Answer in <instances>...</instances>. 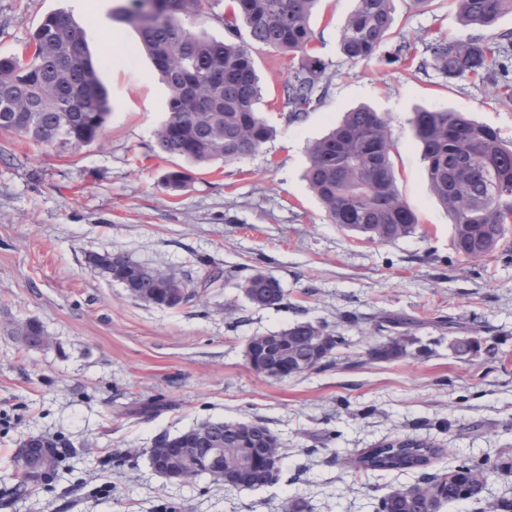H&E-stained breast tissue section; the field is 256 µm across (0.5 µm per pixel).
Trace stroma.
Returning <instances> with one entry per match:
<instances>
[{
    "label": "stroma",
    "instance_id": "obj_1",
    "mask_svg": "<svg viewBox=\"0 0 512 512\" xmlns=\"http://www.w3.org/2000/svg\"><path fill=\"white\" fill-rule=\"evenodd\" d=\"M131 4L0 0V57L24 52L48 15L66 12L101 63L110 107L101 138L74 154L0 132V512H288L296 496L311 512H374L378 496L419 479L357 467L382 441L433 442L430 474L469 453L512 457V232L506 250L480 260L454 252L409 123L416 109L446 108L512 141V101L380 55L348 61L339 37L354 0H320L309 26L326 66L321 104L288 121L289 57L256 48L271 138L254 155L194 169L173 193L162 177L177 161L156 154L169 92L126 19ZM394 8L393 39L416 58L431 38L464 33L452 0ZM360 104L389 121L397 186L421 220L414 235L380 243L341 229L303 178L308 147ZM104 252L196 283V294L177 309L137 301L88 264ZM209 265L224 277L199 287ZM257 270L279 280L282 305L246 298L241 285ZM391 316L409 323L390 327ZM452 320L477 330L476 356L453 354ZM29 321L45 348L18 340ZM297 322L344 336L334 364L284 380L255 373L247 339ZM393 338L406 354L370 359ZM205 420L266 426L284 450L281 480L240 491L155 474L146 448ZM31 434L65 438L72 454L51 485L17 495L13 458Z\"/></svg>",
    "mask_w": 512,
    "mask_h": 512
}]
</instances>
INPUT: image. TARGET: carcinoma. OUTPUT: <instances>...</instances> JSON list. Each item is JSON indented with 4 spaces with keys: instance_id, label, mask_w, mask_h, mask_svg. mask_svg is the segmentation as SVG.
<instances>
[{
    "instance_id": "obj_1",
    "label": "carcinoma",
    "mask_w": 512,
    "mask_h": 512,
    "mask_svg": "<svg viewBox=\"0 0 512 512\" xmlns=\"http://www.w3.org/2000/svg\"><path fill=\"white\" fill-rule=\"evenodd\" d=\"M127 15L142 45L167 85V117L156 133L160 153L195 165L237 161L256 153L271 136L257 111L259 77L252 49L272 48L291 54V75L284 88L288 121L301 119L317 98L325 64L308 49L309 20L318 0H232L222 16L229 33L243 21L249 40H218L184 20L203 18L220 0H156L150 16L143 0H133ZM459 19L472 33L455 39L435 37L422 62L448 81L477 79L501 86L512 99V33H497L499 18L512 13V0H454ZM394 23L393 0H355L340 37L343 55L352 63L384 52L402 65L415 60L412 45H388ZM109 114L108 96L89 55L83 28L63 11L45 18L33 34V49L23 58H0V131L11 132L45 147L78 152L98 140ZM413 137L426 162L429 189L452 219L451 246L467 260L480 259L505 239L512 223V143L493 128L449 109H419L410 120ZM395 150L387 119L367 106L345 113L329 134L308 150L305 180L327 217L367 241L389 242L418 230L419 216L399 193L391 161ZM189 170H168L163 184L171 192L186 188ZM256 305L282 304L285 294L273 277L256 275L245 281ZM319 329L329 346L319 350L311 336ZM298 355L309 370L330 363L344 343L310 322L288 327ZM403 348L390 340L372 350L376 359H392ZM438 449L423 439L407 438L401 448L380 444L359 458L366 471L406 473L427 466ZM53 456L43 470L20 472L15 492L46 486L71 455L70 443L52 442ZM485 463L467 459L423 477L430 493L409 496L393 488L379 499L377 512H443L451 504H479Z\"/></svg>"
}]
</instances>
